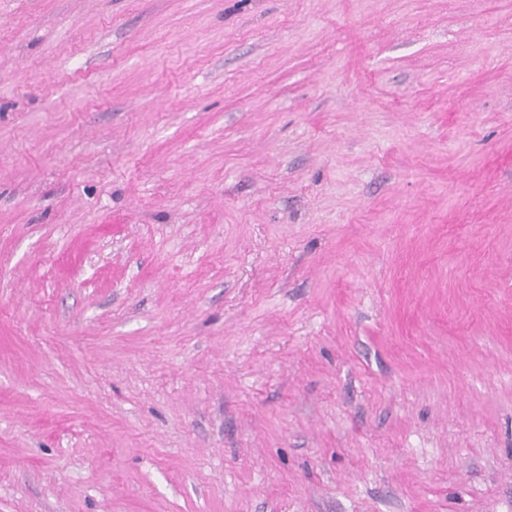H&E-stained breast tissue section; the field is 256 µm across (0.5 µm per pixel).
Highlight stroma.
Masks as SVG:
<instances>
[{"mask_svg":"<svg viewBox=\"0 0 512 512\" xmlns=\"http://www.w3.org/2000/svg\"><path fill=\"white\" fill-rule=\"evenodd\" d=\"M0 512H512V0H0Z\"/></svg>","mask_w":512,"mask_h":512,"instance_id":"1","label":"stroma"}]
</instances>
